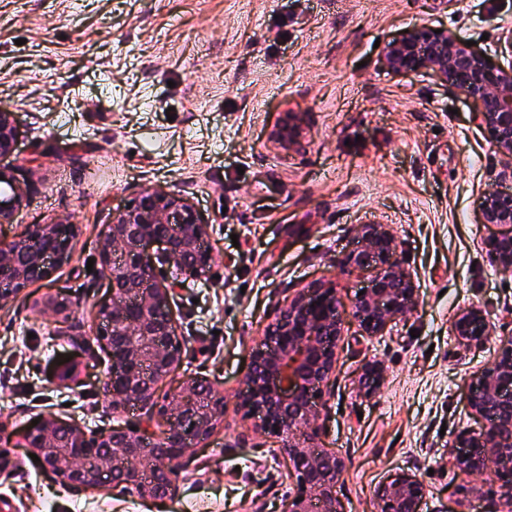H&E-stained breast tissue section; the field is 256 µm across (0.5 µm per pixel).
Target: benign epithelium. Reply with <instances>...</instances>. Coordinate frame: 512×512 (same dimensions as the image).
Segmentation results:
<instances>
[{"mask_svg": "<svg viewBox=\"0 0 512 512\" xmlns=\"http://www.w3.org/2000/svg\"><path fill=\"white\" fill-rule=\"evenodd\" d=\"M383 58L396 74L423 73L455 87L477 103L475 118L504 164L512 171V65L505 67L453 33L431 26L408 30L386 42ZM301 123L284 113L272 138L289 149L299 142ZM18 128L0 110V156L12 152ZM22 192L11 173L0 168V223L11 222ZM483 224L507 230L487 247L493 264L512 269V194H486L480 201ZM210 225L191 205L155 189L142 190L112 223L106 225L101 274L110 302L99 309L105 327L99 335L111 366L104 390L112 409L137 406L147 411L144 425L131 430L114 426L98 433L44 416L23 434L24 446L51 469L69 490H95L105 482L143 499L163 501L176 492L174 464L190 441L205 442L224 422V393L195 377L164 396L158 384L183 362L185 341L179 336L171 301L188 279L206 275L212 263L203 247ZM77 227L37 224L24 238L0 241V304L31 284L50 277L68 259ZM394 234L365 224L361 243L345 260L347 272L372 273L371 288L351 300L360 335L377 336L388 323L415 309L418 289L397 259ZM132 296L135 304L118 302ZM336 288L319 285L285 301L251 355L241 406L258 419L265 434L277 438L296 474L287 512H342L336 487L345 461L318 446L315 426L318 395L330 386L336 348L345 326ZM461 342L481 344L496 333L481 307L461 309L451 323ZM383 379L379 365H369L363 385L374 392ZM472 414L485 420L478 430L459 431L448 453V466L471 476L492 472L499 499L490 512H512V336L500 339L492 360L471 380ZM165 425L156 431L154 421ZM425 480L400 473L377 489L381 512H420Z\"/></svg>", "mask_w": 512, "mask_h": 512, "instance_id": "benign-epithelium-1", "label": "benign epithelium"}]
</instances>
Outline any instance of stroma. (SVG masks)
Wrapping results in <instances>:
<instances>
[{
    "instance_id": "stroma-1",
    "label": "stroma",
    "mask_w": 512,
    "mask_h": 512,
    "mask_svg": "<svg viewBox=\"0 0 512 512\" xmlns=\"http://www.w3.org/2000/svg\"><path fill=\"white\" fill-rule=\"evenodd\" d=\"M425 25L512 61V0H0V109L19 130L0 168L23 191L0 239L78 228L49 279L0 305V427L17 436L52 415L94 432L144 418L113 413L103 392L108 290L86 265L146 188L210 226L208 274L171 303L185 351L166 387L195 376L224 393V424L175 463L173 498L65 489L14 443L0 512H284L293 468L240 408L243 380L286 299L321 282L345 303L370 288V275L344 272L365 224L396 236L419 305L379 336L345 325L316 421L320 446L346 463L343 512H380L378 485L402 472L425 479L421 512H485L493 481L458 475L448 449L480 427L470 378L512 336V271L493 265L485 241L497 228L479 211L482 195L512 193V173L472 100L386 68L375 41ZM289 110L302 136L287 150L271 133ZM51 298L67 310L46 309ZM472 304L497 334L467 346L451 322ZM371 362L384 381L367 395Z\"/></svg>"
}]
</instances>
